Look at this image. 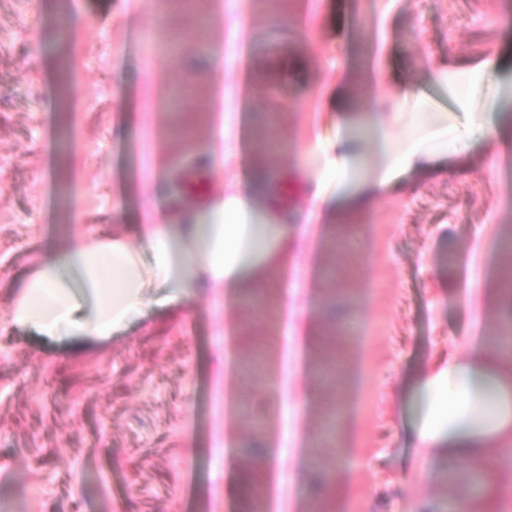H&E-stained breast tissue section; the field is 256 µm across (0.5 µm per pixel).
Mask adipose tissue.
Returning a JSON list of instances; mask_svg holds the SVG:
<instances>
[{"label":"adipose tissue","instance_id":"ef3b65f1","mask_svg":"<svg viewBox=\"0 0 512 512\" xmlns=\"http://www.w3.org/2000/svg\"><path fill=\"white\" fill-rule=\"evenodd\" d=\"M498 67L494 58L463 77L450 68L436 75L458 111L466 112ZM375 137L383 167L368 180L356 176L352 146L336 153L318 138L307 144L322 166L307 208L296 213L275 205L272 191L280 174L265 166L247 167L225 183L222 198L202 210L155 194L150 221L139 225L136 240L105 236L39 259L35 274L19 287L10 325L81 349L130 330L147 309L168 308L201 288L216 290L226 308L251 288L286 291L289 270L306 255L307 225L395 193L402 174L431 165L444 152L427 135L399 139L383 122ZM418 389L425 398L418 447L455 464L499 466L501 452L512 446V371L506 359L487 350L449 356L421 374Z\"/></svg>","mask_w":512,"mask_h":512}]
</instances>
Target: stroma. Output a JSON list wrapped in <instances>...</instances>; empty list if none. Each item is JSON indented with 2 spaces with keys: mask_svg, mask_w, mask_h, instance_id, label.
Masks as SVG:
<instances>
[{
  "mask_svg": "<svg viewBox=\"0 0 512 512\" xmlns=\"http://www.w3.org/2000/svg\"><path fill=\"white\" fill-rule=\"evenodd\" d=\"M222 77L209 72L212 55ZM503 67L468 112L430 132L448 143L437 167L403 175L374 202L360 235L308 228L311 259L289 298L216 309L197 294L79 352L12 327L8 311L43 254L111 230L133 235L153 183L178 176L223 144L229 164L263 163L296 180L305 205L320 160L310 137L344 132L330 103L373 123L402 81L440 98L434 62L457 69L489 56ZM494 120L497 133L482 128ZM512 225V0H0V512H512V488L415 448L416 381L431 363L491 343L512 303L492 288L496 241ZM359 271L352 305L326 301L328 250ZM350 317L344 386L328 400L312 364L297 359L289 390L307 395L283 423L276 393L254 372V351H280L282 324L317 330ZM239 325L240 398L269 416L289 453L314 454L329 403L345 438L324 470L264 481L266 435L239 419L250 488L227 491L217 455L225 371L217 334Z\"/></svg>",
  "mask_w": 512,
  "mask_h": 512,
  "instance_id": "1",
  "label": "stroma"
}]
</instances>
